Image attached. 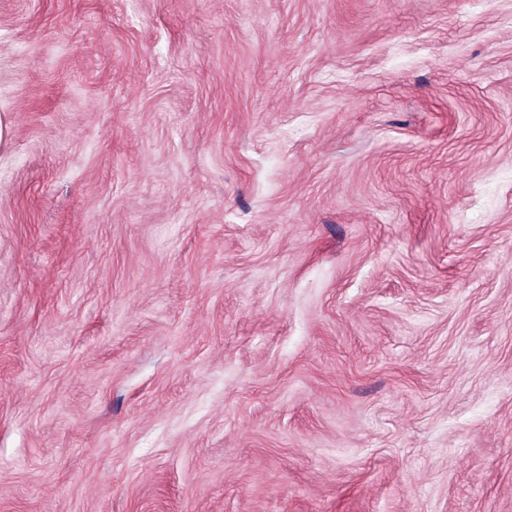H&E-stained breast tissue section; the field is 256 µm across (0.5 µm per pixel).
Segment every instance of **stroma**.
<instances>
[{
  "mask_svg": "<svg viewBox=\"0 0 512 512\" xmlns=\"http://www.w3.org/2000/svg\"><path fill=\"white\" fill-rule=\"evenodd\" d=\"M0 512H512V0H0Z\"/></svg>",
  "mask_w": 512,
  "mask_h": 512,
  "instance_id": "stroma-1",
  "label": "stroma"
}]
</instances>
